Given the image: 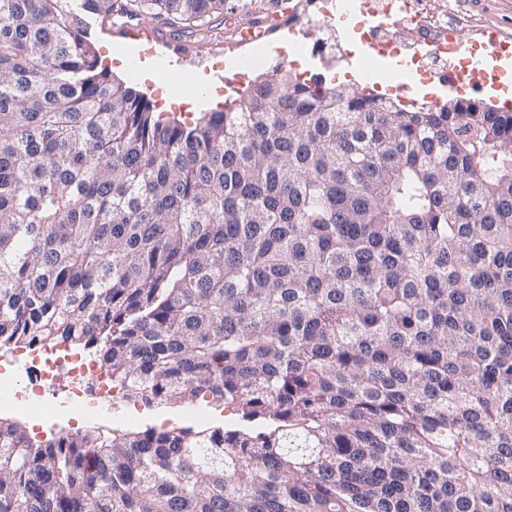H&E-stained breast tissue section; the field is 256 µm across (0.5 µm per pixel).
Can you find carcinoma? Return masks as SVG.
Wrapping results in <instances>:
<instances>
[{"mask_svg": "<svg viewBox=\"0 0 512 512\" xmlns=\"http://www.w3.org/2000/svg\"><path fill=\"white\" fill-rule=\"evenodd\" d=\"M226 0H0V349L236 429L0 421V512H512V113L283 64L156 111L93 25Z\"/></svg>", "mask_w": 512, "mask_h": 512, "instance_id": "obj_1", "label": "carcinoma"}]
</instances>
